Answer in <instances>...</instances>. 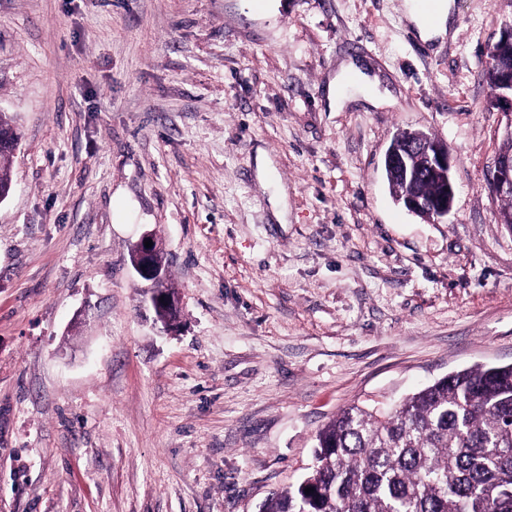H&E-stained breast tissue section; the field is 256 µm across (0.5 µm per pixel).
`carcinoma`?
Masks as SVG:
<instances>
[{"label":"carcinoma","mask_w":512,"mask_h":512,"mask_svg":"<svg viewBox=\"0 0 512 512\" xmlns=\"http://www.w3.org/2000/svg\"><path fill=\"white\" fill-rule=\"evenodd\" d=\"M505 59L512 42L499 41L488 53V87ZM10 160L1 149L7 192ZM387 175L396 194L441 193L435 179ZM316 441L311 474L272 494L260 512H512V364L451 373L393 407L351 405Z\"/></svg>","instance_id":"1"}]
</instances>
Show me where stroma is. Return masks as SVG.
I'll return each instance as SVG.
<instances>
[{"label":"stroma","instance_id":"obj_1","mask_svg":"<svg viewBox=\"0 0 512 512\" xmlns=\"http://www.w3.org/2000/svg\"><path fill=\"white\" fill-rule=\"evenodd\" d=\"M406 3L0 0V512H259L341 409L512 364L484 79L512 0H453L441 46ZM351 59L379 83L338 109ZM406 131L451 152L441 221L388 183ZM145 239L152 240V247H145ZM154 255L157 263L161 265L164 269L165 278L164 274L162 273V270L158 268L153 262ZM142 266H145V269H142ZM133 267L140 277H142L143 279H147L148 281L151 282L152 287L149 289L151 292L150 301L152 303V306L155 303L163 304L169 310V312L173 313L177 312L180 309L178 295L169 296L166 293L161 294L162 288L160 284L162 283L163 279V288H165L168 292L172 294H176L177 292L172 282V279L170 278V275L167 272L164 249L162 247V244L159 243V241L156 240L155 251V241L152 238V236H143L136 245V255ZM161 296H164V302H161Z\"/></svg>","mask_w":512,"mask_h":512}]
</instances>
